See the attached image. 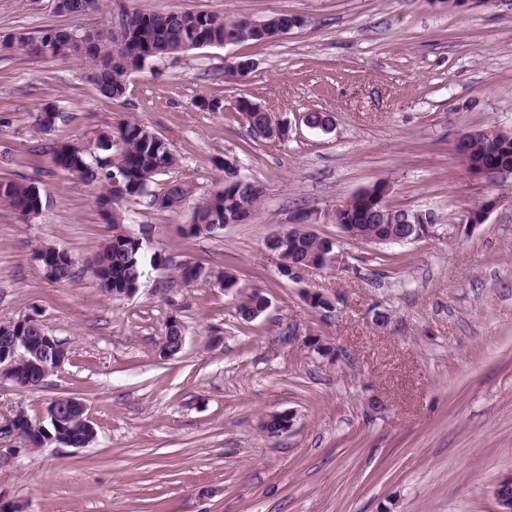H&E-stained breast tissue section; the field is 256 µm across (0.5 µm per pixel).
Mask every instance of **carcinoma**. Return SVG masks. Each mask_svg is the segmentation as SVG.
<instances>
[{"label":"carcinoma","mask_w":512,"mask_h":512,"mask_svg":"<svg viewBox=\"0 0 512 512\" xmlns=\"http://www.w3.org/2000/svg\"><path fill=\"white\" fill-rule=\"evenodd\" d=\"M110 23L111 16L108 15L105 27L98 29L100 38L83 59L89 63V70L100 91L111 98L124 95L128 78L143 70L149 61L198 49L203 41L266 44L261 36L246 26L243 16L227 19L217 13H147L132 9L128 14L125 47L118 50L108 36ZM52 34L51 29L39 37L20 32L16 37L11 35L1 41L0 50H17L30 57H65L57 48V42L53 41ZM237 111L247 114V127L260 128L265 125V115L251 110L247 99L237 100ZM463 138L469 141L472 158L476 161L493 170L500 166L512 167V138L498 131L482 129L468 131ZM99 149L105 155H92L74 148L66 166L59 164L58 151L55 150L52 163L86 184L101 185V198L109 194L108 179L112 176V164L118 163L123 168L125 197L116 201L112 212L105 215L107 223L112 225V235L96 250L97 265L100 271L112 278V296L118 299L125 289L141 282L145 268L144 248L128 236L124 228L126 215L123 203L149 194L152 205L177 212L191 196L192 190L188 184L174 180L167 183L163 191L149 193L156 178L176 169L179 159L167 143L136 121L118 125L112 131V142L99 145ZM34 189L33 183L25 180L1 179L0 203L19 212L31 202ZM264 194V187L249 179L223 182L203 201V219L210 224L209 231L216 234L227 224L241 223L247 213L258 210ZM344 207L346 213L339 214L340 219L357 225L363 233L381 238L416 234V229L411 225L400 223L404 214L398 208H392L393 215L388 216L378 211L376 204L364 203L356 195ZM264 245L272 252L286 250L288 259L295 266H304L313 258L336 251L335 242L303 226L288 228L282 241L267 238ZM201 275V268L192 262H184L177 268L178 278L187 286L197 282ZM265 301V293L254 290L241 298L238 310L250 312L254 307L261 308ZM11 425L21 440L34 446L40 444L42 432L31 420L19 416Z\"/></svg>","instance_id":"carcinoma-1"}]
</instances>
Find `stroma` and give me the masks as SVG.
Segmentation results:
<instances>
[{"label": "stroma", "instance_id": "stroma-1", "mask_svg": "<svg viewBox=\"0 0 512 512\" xmlns=\"http://www.w3.org/2000/svg\"><path fill=\"white\" fill-rule=\"evenodd\" d=\"M301 27L259 48L207 46L155 60L119 98L101 94L77 59L0 51V180L35 183L32 220L0 205V322L37 316L69 358L37 388L0 378V422L45 420L60 396L81 399L96 438L75 448L21 450L0 467V496L21 512H495L492 484L512 471V173L477 179L455 152L465 132L512 131V10L497 0L450 10L437 0H125ZM101 16L57 13L53 0H0V38L19 30L81 29ZM250 60L242 77L227 65ZM221 105L211 112L199 98ZM271 109L282 140L251 137L238 99ZM62 114L51 131L36 118ZM324 112L330 130L309 127ZM138 121L169 144L191 202L171 212L140 199L128 232L162 258L137 292L106 296L86 260L112 233L96 192L53 170L66 142L96 152L113 127ZM263 185L256 215L213 235L187 236L193 206L222 181L224 161ZM389 184L392 205L435 211L429 235L404 244L347 239L331 215L364 187ZM496 206L467 225V209ZM306 216L344 263L279 278L264 250L273 231ZM68 251L76 274L50 280L35 252ZM203 269L185 287L177 264ZM231 272L235 290L214 282ZM271 302L252 321L241 294ZM323 293L333 312L311 308ZM180 353L159 357L170 320ZM319 337L333 349L306 344ZM289 412L288 432L263 417Z\"/></svg>", "mask_w": 512, "mask_h": 512}]
</instances>
